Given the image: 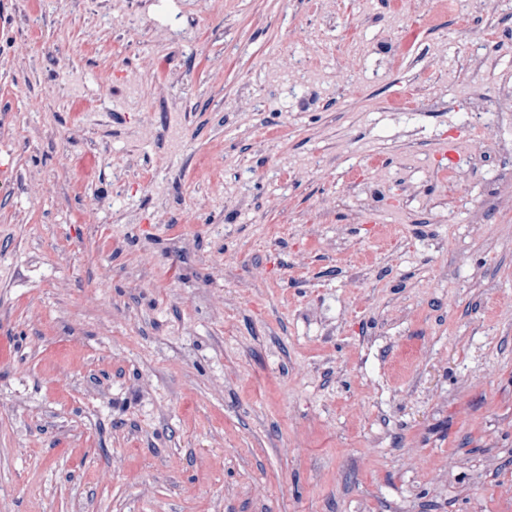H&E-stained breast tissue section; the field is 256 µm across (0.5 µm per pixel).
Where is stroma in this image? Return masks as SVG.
Listing matches in <instances>:
<instances>
[{"instance_id":"1","label":"stroma","mask_w":512,"mask_h":512,"mask_svg":"<svg viewBox=\"0 0 512 512\" xmlns=\"http://www.w3.org/2000/svg\"><path fill=\"white\" fill-rule=\"evenodd\" d=\"M24 12L0 512H512V0Z\"/></svg>"}]
</instances>
